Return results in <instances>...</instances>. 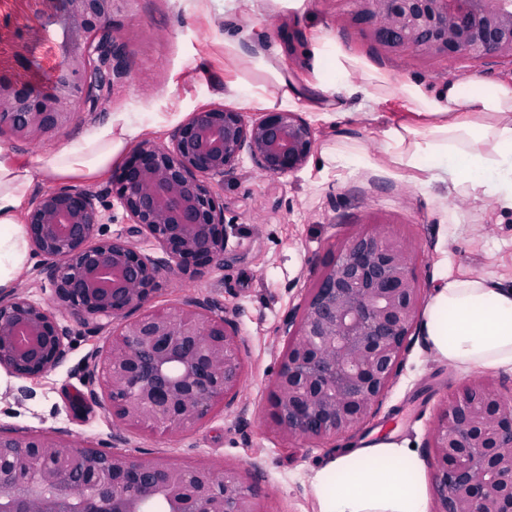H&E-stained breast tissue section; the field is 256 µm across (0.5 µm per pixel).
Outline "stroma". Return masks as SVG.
I'll use <instances>...</instances> for the list:
<instances>
[{
	"label": "stroma",
	"mask_w": 512,
	"mask_h": 512,
	"mask_svg": "<svg viewBox=\"0 0 512 512\" xmlns=\"http://www.w3.org/2000/svg\"><path fill=\"white\" fill-rule=\"evenodd\" d=\"M121 0L113 32L126 70L116 79L108 102L38 143L17 140L0 128V151L21 166L52 149L77 142L111 125L123 144L113 167L69 188L112 199V170L142 140L169 142L174 129L199 107H221L246 116L259 112L260 99L279 103L270 77L256 62L260 51L287 45L282 63L302 85L313 75L302 49L316 39L340 44L392 82L423 81L439 87L466 79L472 71L490 82L512 81V60L496 58L472 68L469 61L446 59L375 41L359 21L351 0H310L294 13L272 0ZM39 0H0V77L47 88L59 63L57 28L40 13ZM242 37L240 52L224 51L225 33ZM252 87V95L239 86ZM339 116L305 117L316 145L298 172L271 176L249 158L215 181L224 203L229 233L218 264L190 275H170L150 307L161 310L190 300L229 314L238 324L244 371L232 405H218L208 417L172 433L142 424L113 421L107 401L88 400L87 368L103 384V360L111 329L92 331L79 318L63 314L70 328L66 361L31 382L30 397L16 399L18 380L0 376V433L62 434L76 443L118 450L184 466L215 464L237 473L253 494L258 512H321L316 474L345 448H362L391 419L403 427L392 442L416 449L427 484L434 468L426 448L446 396L477 379L494 389L512 386V367L463 370L448 364L429 346L423 325L410 337L403 367L377 413L351 436L314 446L282 437L269 416V389L284 341L286 312L303 303L320 272L352 236L383 227L413 251V272L428 306L446 277L483 278L490 287L512 289V209L476 196L468 184L419 185L413 171L393 163L382 132L413 124L409 105L397 98L376 104L338 95ZM354 154L344 167L331 156Z\"/></svg>",
	"instance_id": "1"
}]
</instances>
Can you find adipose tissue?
<instances>
[{"mask_svg":"<svg viewBox=\"0 0 512 512\" xmlns=\"http://www.w3.org/2000/svg\"><path fill=\"white\" fill-rule=\"evenodd\" d=\"M310 87L287 71L268 67L281 104L298 106L311 92H341L375 103L405 101L416 126L384 132L386 152L400 166L422 172L425 182H468L472 189L512 208V82H486L472 74L441 89L389 82L363 61L319 40L305 50ZM118 145L111 127L37 156L23 167L0 157V287H9L28 255L18 219L33 173L54 181L92 177L112 164ZM426 338L450 365L470 370L512 366V289L490 288L480 279H452L437 288L426 313ZM316 491L324 512H427L423 462L415 449L392 442L346 451L320 469Z\"/></svg>","mask_w":512,"mask_h":512,"instance_id":"adipose-tissue-1","label":"adipose tissue"}]
</instances>
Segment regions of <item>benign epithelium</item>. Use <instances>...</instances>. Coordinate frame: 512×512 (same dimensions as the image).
I'll use <instances>...</instances> for the list:
<instances>
[{
  "instance_id": "obj_1",
  "label": "benign epithelium",
  "mask_w": 512,
  "mask_h": 512,
  "mask_svg": "<svg viewBox=\"0 0 512 512\" xmlns=\"http://www.w3.org/2000/svg\"><path fill=\"white\" fill-rule=\"evenodd\" d=\"M60 30L48 90L0 80V125L40 141L79 109L97 111L112 87L119 0H42ZM380 44L479 65L512 59V0H352ZM314 130L298 112L254 118L199 108L166 145L143 140L112 178V197L162 251L153 257L102 237L105 205L91 192L50 190L24 217L54 295L42 304L0 288V369L33 381L67 358L69 311L99 330L116 326L104 361L113 421L175 432L235 398L243 364L238 329L194 301L147 306L171 273L224 257L227 225L213 180L246 155L260 171L301 170ZM412 251L377 229L351 237L284 321L269 392L287 439L328 443L371 418L401 365L419 311ZM428 448L436 463L434 512H512V393L471 380L438 410ZM0 512H257L233 471L109 453L46 436L0 435Z\"/></svg>"
}]
</instances>
